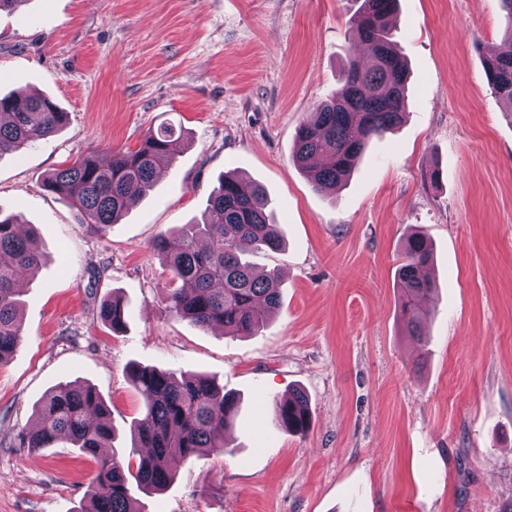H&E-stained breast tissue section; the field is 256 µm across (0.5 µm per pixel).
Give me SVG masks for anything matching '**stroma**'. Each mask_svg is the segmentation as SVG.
<instances>
[{"instance_id": "35a3bbf8", "label": "stroma", "mask_w": 512, "mask_h": 512, "mask_svg": "<svg viewBox=\"0 0 512 512\" xmlns=\"http://www.w3.org/2000/svg\"><path fill=\"white\" fill-rule=\"evenodd\" d=\"M356 0H23L0 10V95L69 114L22 156L0 157V213L32 225L22 342L0 365V512H77L95 461L67 440L18 437L61 382L104 399L128 456L143 399L131 365L204 374L238 400L224 450L176 467L144 512H503L512 502V120L483 62L498 0H399L407 116L349 179L314 190L293 160L298 126L341 85ZM170 123L183 145L154 189L101 235L43 187L90 152L108 159ZM259 182L281 231L280 306L257 335L172 316L159 236L200 220L222 174ZM423 232L435 284L417 336L396 269ZM119 295L126 328L96 319ZM303 390L312 424L281 429L273 400Z\"/></svg>"}]
</instances>
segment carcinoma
<instances>
[{
    "label": "carcinoma",
    "instance_id": "obj_1",
    "mask_svg": "<svg viewBox=\"0 0 512 512\" xmlns=\"http://www.w3.org/2000/svg\"><path fill=\"white\" fill-rule=\"evenodd\" d=\"M398 0H360L350 20L349 38L368 47L370 60L348 57L342 85L320 103L297 129L295 160L319 191L333 189L351 174L369 141L394 130L403 120L407 70L392 40ZM505 12L507 38L484 61L492 94L512 104V0H499ZM68 113L46 96L0 97V157L21 155L64 127ZM176 128L164 125L148 132L134 150L113 152L107 165L88 155L50 172L45 188L60 196L79 223L104 234L140 197L151 191L162 162L176 156ZM18 216H0V364L15 352L22 332L16 288L34 272L41 254ZM277 251L281 240L266 214L263 187L236 173H226L209 195L201 222L181 228L177 245L160 236L155 248L163 255L173 287L163 289L169 312L190 323L218 326L226 336H251L264 328L280 301L278 274L256 273L242 258L243 247ZM432 260L427 237L408 236L398 265L401 319L412 336L420 335L427 316L432 280L423 275ZM100 320L112 332L126 325V308L117 296L99 307ZM132 385L143 397V410L132 424L136 447L148 448L137 460L112 453L100 457L113 440L109 411L88 384H59L36 407V424L20 444L38 452L67 438L80 453L97 461L87 505L80 512H142L132 491L164 489L181 461L206 448L226 447L235 417V401L224 386L202 375L177 377L151 366L133 365ZM278 425L294 433L310 427L306 395L295 390L275 400Z\"/></svg>",
    "mask_w": 512,
    "mask_h": 512
}]
</instances>
